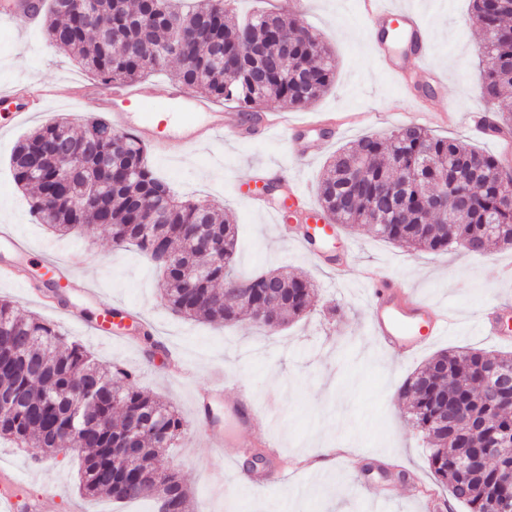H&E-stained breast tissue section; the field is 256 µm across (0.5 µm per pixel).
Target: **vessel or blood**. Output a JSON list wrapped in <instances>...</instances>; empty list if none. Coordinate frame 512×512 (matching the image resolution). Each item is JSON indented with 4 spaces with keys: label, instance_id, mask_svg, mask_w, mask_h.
Returning a JSON list of instances; mask_svg holds the SVG:
<instances>
[{
    "label": "vessel or blood",
    "instance_id": "b4317fda",
    "mask_svg": "<svg viewBox=\"0 0 512 512\" xmlns=\"http://www.w3.org/2000/svg\"><path fill=\"white\" fill-rule=\"evenodd\" d=\"M361 4L366 17L367 41L382 56L388 73L406 86L420 81L430 87L441 86L442 78L424 67L430 52V36L419 12L397 4L396 0H361ZM41 11V0H0V21L21 28L35 26ZM52 94V89L46 86L34 89L19 84L0 91V105L7 108L9 123L14 126L43 111ZM70 96L107 113L115 130L133 133L161 158L179 148L220 142L249 129L240 116L224 112L213 100L181 85L83 82L72 88ZM160 98L176 104L177 115L159 111L155 102ZM256 121L263 132L282 131L288 139L291 155L302 158L306 157L307 149L299 144L298 132L316 128L332 135L339 132L338 126L326 115L292 124L283 113L260 112ZM262 179L271 184L287 185L288 196L282 200L256 195L252 198L253 207L276 218L284 214L286 207L299 208L307 223L306 232L299 240L303 249H310L313 242L330 235V227L318 219L304 187L289 174L286 166L266 168ZM0 246L11 249L19 257L15 263H0V280L20 283L28 247L5 229L0 231ZM44 267L52 280L65 281L69 288L88 297L95 296L96 290L90 282L74 273L68 264L48 258ZM391 281L389 272L382 269L367 272L363 281L370 308L367 331L388 356L400 359L415 356L433 339L455 331L457 322L448 310L432 308L413 291L393 290ZM505 318L512 319V305L508 303L499 304L490 312H480L476 326L482 335L508 344L512 337L499 327ZM231 412L245 429L254 428L260 417L251 396L244 392L233 398Z\"/></svg>",
    "mask_w": 512,
    "mask_h": 512
}]
</instances>
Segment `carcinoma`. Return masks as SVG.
<instances>
[{
    "label": "carcinoma",
    "mask_w": 512,
    "mask_h": 512,
    "mask_svg": "<svg viewBox=\"0 0 512 512\" xmlns=\"http://www.w3.org/2000/svg\"><path fill=\"white\" fill-rule=\"evenodd\" d=\"M49 43L76 59L102 81L137 82L171 60L174 74L187 88L242 112L269 103L303 109L334 83L336 64L325 41L284 12L261 11L241 21L228 16L224 0H199L183 13L172 0H50L43 13ZM471 20L488 43L487 102L498 105L497 126L512 129L508 111L512 94V0H473ZM293 41L284 58L279 41ZM235 64L228 77L220 62ZM499 157L448 137H437L417 125H405L385 137L366 136L340 150L327 166L319 188L324 217L333 224L369 225L374 232L413 250L437 252L453 244L468 247L480 239L477 253L512 238V209L500 207L505 188L497 179ZM15 183L32 190L31 210L37 221L59 235L100 229L115 246L131 244L147 256L166 247L175 264L161 270L160 294L170 310L188 319L224 325L257 321L261 304L230 307L224 289L234 278L237 229L226 216L200 201L181 199L155 177L147 148L129 133H119L102 117L86 120L76 135L59 117L23 136L10 156ZM363 170L350 182L347 172ZM407 176L387 223L374 224L378 211L389 208L387 194ZM464 194L461 208L428 222L424 200L438 188ZM152 217V223L140 220ZM195 228L213 235L224 259L197 254L187 241ZM208 268L207 277L188 286L187 264ZM275 283L281 294L279 326L302 317L310 307L312 284L279 271L257 274ZM442 351L403 383L399 396L408 404L413 425L429 445L428 465L449 494L467 512H488L491 498L512 494L499 483L500 464L479 478L459 467L460 456L490 438L512 445V394L485 398L482 366L493 357L512 368V354L467 349ZM10 398L0 410V442L17 448H40L36 460L52 459L64 449L82 454L79 491L106 495L117 502L148 492L169 494L178 512H187L189 492L174 474L154 466L156 449L170 448L183 418L161 398L134 383L130 371L101 364L81 344L64 338L55 325L18 312L0 300V395ZM82 417L73 419L75 407ZM448 412V423L437 414ZM147 420L136 432L141 456L123 451L129 422Z\"/></svg>",
    "instance_id": "1"
}]
</instances>
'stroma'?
<instances>
[{
    "label": "stroma",
    "instance_id": "1",
    "mask_svg": "<svg viewBox=\"0 0 512 512\" xmlns=\"http://www.w3.org/2000/svg\"><path fill=\"white\" fill-rule=\"evenodd\" d=\"M299 21L319 31L336 60L331 89L310 107L292 110L293 122L325 112L343 117V131L334 140L307 134L306 159L297 160L295 175L309 198H316L318 182L330 159L366 134L386 135L403 124L404 113L415 106L383 70L363 34L356 0H306ZM423 15L432 48L429 69L442 73L446 86L439 109L452 111L453 121L428 122L435 135L456 138L480 150L507 155L506 147L475 137L466 117L483 110L479 45L481 36L470 24L471 0H407ZM91 73L51 46L43 31L23 33L0 23V88L27 81L51 87L49 116L69 118L74 132H82L92 108L69 96L75 81H90ZM25 124L0 133V225L15 231L38 250H52L67 259L98 289L96 298L70 295L83 311L132 309L148 322L134 330L133 343L87 335L62 314L46 306L33 287L43 278L38 263H30L31 284L24 287L0 281V299L26 314L56 324L70 340L83 343L96 356L132 371L138 387L172 404L184 420L193 417L195 390L223 383L225 398L247 388L258 408H270L268 432L281 459L289 464L284 480L265 461L249 471L243 466L253 439L249 430L232 431L222 452L208 448L203 437L184 428L174 448L155 462L163 472L179 476L190 493V512H421L422 497L414 483L431 487L439 512H467L436 479L427 463V444L414 430L398 390L406 378L433 355L448 348L496 349L490 337L473 326L476 312L512 301V247L474 254L460 247L448 251L411 252L388 242L369 227L339 226L337 248H351L357 262L337 273L318 261L293 239L292 222L274 223L244 200L231 186H252L263 167L284 161L283 135H257L202 145L178 152L167 160L149 156L158 177L180 197L207 201L231 212L238 223L236 270L246 277L258 271L280 270L307 276L315 289L308 313L275 333L253 321L232 326L197 322L173 313L161 300L153 262L135 248L113 247L109 236L96 229L84 235L57 239L30 211V198L11 175L9 158L17 141L32 131ZM379 266L396 277L395 287L417 292L436 308L455 314L453 335L435 339L414 358L399 364L381 353L367 334L368 306L363 268ZM151 340H144V333ZM323 469H313L314 461ZM224 466V492L209 483L216 464ZM14 473L20 489L40 494L55 485L47 512H154L151 499L123 504L107 497L88 498L78 491V457L59 453L35 462L28 448L0 445V471ZM390 488L388 502L373 499V486Z\"/></svg>",
    "mask_w": 512,
    "mask_h": 512
}]
</instances>
